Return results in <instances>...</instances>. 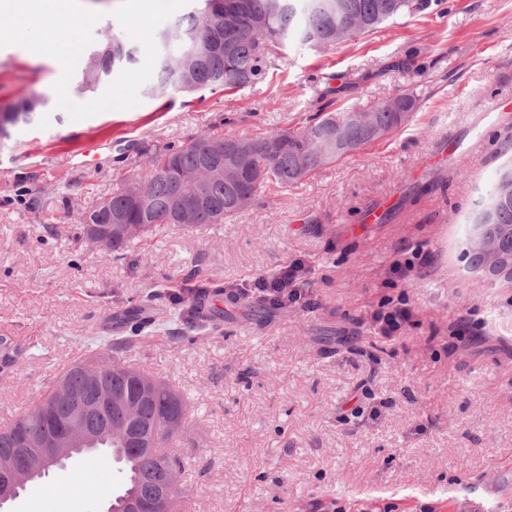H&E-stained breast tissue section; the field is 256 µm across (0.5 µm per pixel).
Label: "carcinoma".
Returning a JSON list of instances; mask_svg holds the SVG:
<instances>
[{
	"instance_id": "cac0c4a2",
	"label": "carcinoma",
	"mask_w": 512,
	"mask_h": 512,
	"mask_svg": "<svg viewBox=\"0 0 512 512\" xmlns=\"http://www.w3.org/2000/svg\"><path fill=\"white\" fill-rule=\"evenodd\" d=\"M168 31L176 50L157 61L159 82L153 93L169 87L192 91L201 87L242 88L262 78L274 49L288 39L312 48L355 39L405 14L425 10L429 0H200ZM90 63L82 74V86L93 90L118 63L133 61L124 42H112L90 51ZM44 101L37 95L0 107V137L8 128L40 111ZM417 107V97L404 92L378 102L362 112H320L298 130H280L246 138L250 152L247 165L226 177L235 163L227 154L238 136H202L178 150L164 147L152 153L151 172L144 179L125 182L112 196L98 202L89 213L95 224L119 221L145 226L141 238L155 235L168 224L202 227L222 224L248 206L261 188L272 183L286 188L323 166L396 132ZM196 197L187 218L175 207L176 195ZM501 224L505 232L497 242L493 266L512 274V166L504 170L488 193V200L472 223ZM28 351L10 336H0V373L13 371ZM86 361L64 369L42 398L9 426L0 428V459L19 453L16 430L34 442L51 437L66 422L69 411L58 403L57 389L66 383L93 397L97 387L84 378ZM112 390V406L86 417L90 430L124 428L129 439L116 435L104 439V448L124 449L127 472L125 488L148 500L158 491L155 473L166 466L181 471V459L163 448L174 445L185 431L172 419L186 418L183 398L160 381L148 398L135 375L123 371L102 372Z\"/></svg>"
}]
</instances>
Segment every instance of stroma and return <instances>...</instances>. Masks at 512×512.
<instances>
[{
  "label": "stroma",
  "mask_w": 512,
  "mask_h": 512,
  "mask_svg": "<svg viewBox=\"0 0 512 512\" xmlns=\"http://www.w3.org/2000/svg\"><path fill=\"white\" fill-rule=\"evenodd\" d=\"M191 8L86 2L62 58L30 51L37 19L0 12V106L46 102L0 142V336L29 347L0 374V427L157 291L153 326L111 359L187 404L183 512H512V280L466 254L512 159V0H432L333 47L288 42L252 85L150 95L160 36ZM115 36L134 63L85 91L90 48ZM409 91L418 106L395 135L289 189L266 185L224 223L166 226L118 259L83 236L84 215L148 175L155 148L297 129ZM492 98L505 111L486 114ZM452 141L465 153L433 161ZM371 208L378 222L362 223ZM409 247L420 255L402 281L392 268ZM293 261L305 300L240 301L220 333L184 325L172 300ZM402 297L412 318L384 338L372 315ZM123 482L119 464L79 455L8 510L106 512Z\"/></svg>",
  "instance_id": "1"
}]
</instances>
